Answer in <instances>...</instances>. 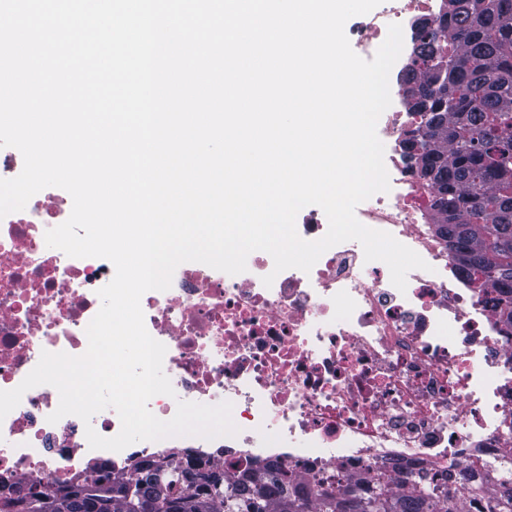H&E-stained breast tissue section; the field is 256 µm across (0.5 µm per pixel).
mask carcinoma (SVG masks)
<instances>
[{"instance_id": "obj_1", "label": "carcinoma", "mask_w": 512, "mask_h": 512, "mask_svg": "<svg viewBox=\"0 0 512 512\" xmlns=\"http://www.w3.org/2000/svg\"><path fill=\"white\" fill-rule=\"evenodd\" d=\"M449 9L419 29L420 52L402 81L424 124L404 151L433 192L437 234L463 279L480 281L488 302L512 326V0H448ZM203 484L184 472L158 473L150 460L129 480L99 470L79 487L112 492L110 512H142L155 486L167 489L155 512H466L448 491L393 493L382 481L347 484L312 495L288 471L250 468L235 482L208 467ZM56 491L32 485L10 512H50ZM467 499L478 512H512V479L476 483Z\"/></svg>"}]
</instances>
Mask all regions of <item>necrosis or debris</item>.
<instances>
[{
    "label": "necrosis or debris",
    "mask_w": 512,
    "mask_h": 512,
    "mask_svg": "<svg viewBox=\"0 0 512 512\" xmlns=\"http://www.w3.org/2000/svg\"><path fill=\"white\" fill-rule=\"evenodd\" d=\"M442 7L383 0L345 32L368 52L389 25L414 37L413 21L435 19ZM421 122L406 108L382 113L377 134L390 189L357 214L427 262L408 273L406 290L392 284L385 263L365 261L360 243L347 241L307 273H274L273 260L256 253L237 275L186 262L168 290L142 296L146 329L166 347L163 369L175 391L148 407L167 421L181 400L231 402L236 436L184 439L225 479L278 461L319 490L382 473L395 490L415 489L428 476L453 491L461 472L475 481L512 457V345L434 233L431 190L400 145ZM59 216L36 195L0 219V390L16 388L42 352L82 355L101 307L97 291L114 277L106 259L47 247L45 233ZM58 404L57 390L40 385L0 421V475L48 490L97 467L125 479L132 460L174 443L91 449L86 426L115 436L117 412L104 409L87 424L74 415L49 423Z\"/></svg>",
    "instance_id": "4bbe7bcc"
}]
</instances>
